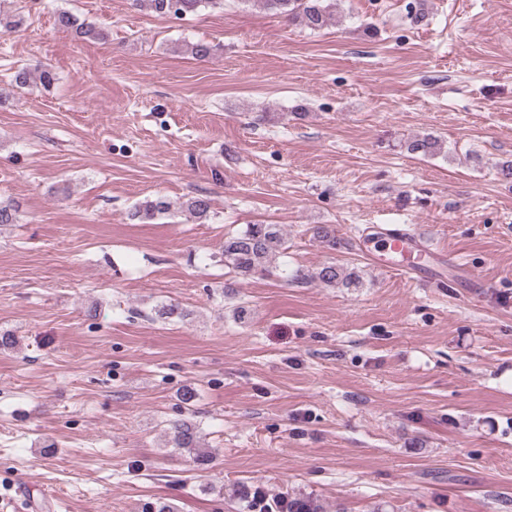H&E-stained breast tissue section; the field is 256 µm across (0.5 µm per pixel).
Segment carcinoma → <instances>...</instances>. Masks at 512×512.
I'll list each match as a JSON object with an SVG mask.
<instances>
[{
    "label": "carcinoma",
    "mask_w": 512,
    "mask_h": 512,
    "mask_svg": "<svg viewBox=\"0 0 512 512\" xmlns=\"http://www.w3.org/2000/svg\"><path fill=\"white\" fill-rule=\"evenodd\" d=\"M135 4L146 5L158 16L183 17L197 12L201 8H222L224 0H133ZM263 7L275 15L288 18L292 24L310 31H319L328 27L335 19L336 0H258ZM56 23L59 27L72 30L81 38L104 40L107 34L94 23L67 11L57 13ZM215 48L206 42L185 44V53L192 58L204 61L214 55ZM36 79L45 88L51 87L55 81V73L44 67L32 73L27 68L15 71L12 82L18 88H24ZM445 141L433 134L418 136L406 144L407 152L415 158L423 159L444 152ZM174 209L173 203L157 196L135 205L129 213V219L137 224H152L156 220L168 216ZM182 212L204 223L211 217V199L203 194L184 198L179 204ZM287 250L285 234L278 224L262 222L248 224L234 235L224 238V245L219 253V262L239 277L246 278L257 272H270L279 268V259ZM312 278L326 286H334L341 282L347 286L356 285L358 281L351 275L344 274L342 268L334 262L324 264ZM158 317L172 323L186 320L188 313L176 304H162L157 308ZM166 444L172 448H184L196 451V460L203 464L209 461L210 455L199 452L202 447L198 426L188 420H180L165 430Z\"/></svg>",
    "instance_id": "carcinoma-1"
}]
</instances>
